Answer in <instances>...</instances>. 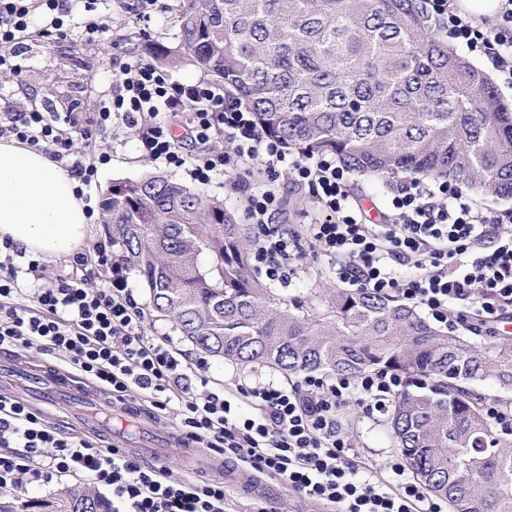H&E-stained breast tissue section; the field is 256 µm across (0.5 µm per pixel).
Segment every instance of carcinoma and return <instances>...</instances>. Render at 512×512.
<instances>
[{"mask_svg": "<svg viewBox=\"0 0 512 512\" xmlns=\"http://www.w3.org/2000/svg\"><path fill=\"white\" fill-rule=\"evenodd\" d=\"M178 45L288 150L331 153L391 179H448L512 197V104L448 45L426 0H182ZM101 221L146 288L152 315L203 354L285 377L402 379L387 426L413 475L450 512H512V436L483 411L489 381L512 402V342L426 321L395 295L336 288L328 309L276 295L252 265L254 226L224 201L150 174L112 184ZM0 512H112L75 482Z\"/></svg>", "mask_w": 512, "mask_h": 512, "instance_id": "1", "label": "carcinoma"}]
</instances>
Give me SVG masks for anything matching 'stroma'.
Masks as SVG:
<instances>
[{
  "label": "stroma",
  "mask_w": 512,
  "mask_h": 512,
  "mask_svg": "<svg viewBox=\"0 0 512 512\" xmlns=\"http://www.w3.org/2000/svg\"><path fill=\"white\" fill-rule=\"evenodd\" d=\"M177 6L178 0H158L156 10L145 20L124 9L120 0H112L106 13L110 40L106 47L86 40L78 28L66 38L52 40L30 31L18 59L19 72L0 70V88L8 92L7 97L0 98V112L11 107L24 112H71L82 123H91L104 94L118 76L117 68L112 65L111 43H118L125 50L134 49L137 57L152 60L155 44L168 47L177 44ZM96 147L108 153L111 160L98 171L91 190L92 206H99L113 183L158 171L135 134H102L96 140ZM172 176L190 189L223 200L241 221L246 218L244 187L258 188L269 180L263 167L255 161L205 186L181 170L173 171ZM299 248L303 256L299 281L278 291L287 300L299 296L300 284L330 279L328 270L333 266L332 261L309 240H301ZM343 414L358 456L375 465L384 464L396 450L385 427V417H363L353 406L344 408ZM263 483L264 491L259 495L226 484L229 512H336L333 506L301 498L281 480L267 476Z\"/></svg>",
  "instance_id": "1"
}]
</instances>
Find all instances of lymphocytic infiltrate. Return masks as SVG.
<instances>
[{"label": "lymphocytic infiltrate", "mask_w": 512, "mask_h": 512, "mask_svg": "<svg viewBox=\"0 0 512 512\" xmlns=\"http://www.w3.org/2000/svg\"><path fill=\"white\" fill-rule=\"evenodd\" d=\"M456 0H429L444 29L470 53L490 59L500 86L512 89V0L494 18L474 21L459 14ZM102 0H0V67L11 66L31 28L59 39L83 15L88 40H103ZM185 116L182 135L170 121ZM56 115L1 112L0 138L40 150L90 188L107 153L95 136L114 130L140 137L152 162L184 169L208 184L235 164L262 162L268 174L287 167L295 190L307 192L320 217L304 233L275 223L282 210L275 184L246 192V215L256 228L254 261L270 284L288 285L299 272L300 238L309 239L337 262L339 283L378 294H397L452 330L472 323L495 334L512 318V208L498 209L466 195L448 181L402 176L389 187L390 203L372 220L363 199L349 188V172L333 155L288 153L264 134L252 112L227 102L224 90L207 81L181 83L146 60L120 63L119 78L96 116L94 129L74 135L55 128ZM233 148H212L217 134ZM18 250L0 241V347L23 344L43 353L64 352L76 375L111 390L113 398H148L160 411H174L180 434L225 462L279 478L307 499L336 512H443L442 504L407 477L394 459L389 476L359 460L340 420L355 404L367 417L388 413L402 387L397 376L367 372L297 380L255 379L235 391L209 388L205 362L189 365L173 345L148 336L145 312L131 286L130 271L111 239H99L91 254L69 258L80 269L95 258L108 277L57 275L45 279L44 264L14 262ZM30 295L33 306L20 305ZM254 405L240 410L239 398ZM72 474L88 476L112 490V512H227L224 488L167 477L164 469L102 448L89 440L61 437L39 411L0 395V490L21 491L33 482Z\"/></svg>", "instance_id": "lymphocytic-infiltrate-1"}]
</instances>
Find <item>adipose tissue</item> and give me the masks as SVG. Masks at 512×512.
<instances>
[{
  "mask_svg": "<svg viewBox=\"0 0 512 512\" xmlns=\"http://www.w3.org/2000/svg\"><path fill=\"white\" fill-rule=\"evenodd\" d=\"M77 185L44 152L0 139V240L11 239L37 259L79 252L95 218L76 196Z\"/></svg>",
  "mask_w": 512,
  "mask_h": 512,
  "instance_id": "obj_1",
  "label": "adipose tissue"
}]
</instances>
